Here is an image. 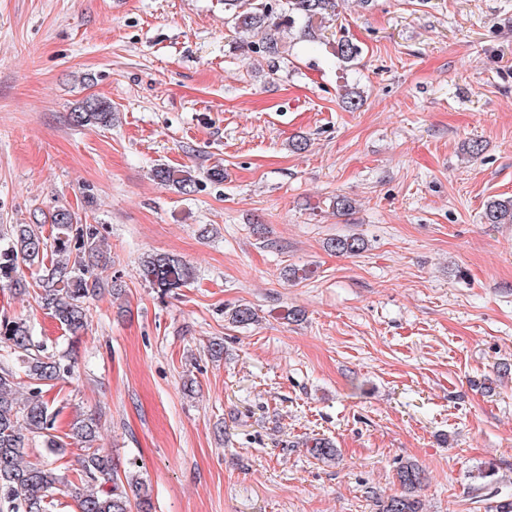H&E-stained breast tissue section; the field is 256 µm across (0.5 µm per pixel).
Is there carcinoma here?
I'll use <instances>...</instances> for the list:
<instances>
[{
	"instance_id": "carcinoma-1",
	"label": "carcinoma",
	"mask_w": 512,
	"mask_h": 512,
	"mask_svg": "<svg viewBox=\"0 0 512 512\" xmlns=\"http://www.w3.org/2000/svg\"><path fill=\"white\" fill-rule=\"evenodd\" d=\"M339 0H224V12L238 32L250 37L242 46L271 58L279 55L278 42L265 36L267 29H292L302 25L301 34L310 43L321 41L326 24L336 20ZM361 47L349 39L336 40L333 56L341 62L354 61ZM349 112L360 108L361 92L346 85L341 94ZM112 103L99 97H88L71 112L75 127L112 125ZM153 178L174 187L182 194L195 192L196 177L189 170L159 165ZM487 224H512V198L487 202L483 211ZM44 225L9 224L0 229V284L19 295L34 289L35 298L51 312L72 342L79 341L87 329V303L100 289L96 269L110 262V254L102 247L97 229L78 222L75 212L59 208L51 214V232ZM338 254L356 255L365 241L351 235L327 242ZM38 266L41 274L29 282L23 268ZM142 279L152 288L167 293L184 286L191 278L189 265L181 258L166 253L151 254L141 268ZM231 321L241 326L256 321L255 311L248 305L233 309ZM13 351L23 365L29 380L27 396H16L13 371L0 368V496L13 503L14 512H52L55 496L67 489L78 501L79 512H152L148 487L134 472L119 475L116 465L97 445L98 420L89 415L77 417L69 424L65 436L54 434L58 412L44 399L43 386L63 380L72 373L65 363L69 355H41L33 351L30 325L24 319H0V347ZM37 433L45 448L57 454L71 439L83 451L81 486L66 475L42 464L23 460L25 433ZM402 491L378 500V512H423L416 495L421 487L422 469L413 461L398 468Z\"/></svg>"
}]
</instances>
